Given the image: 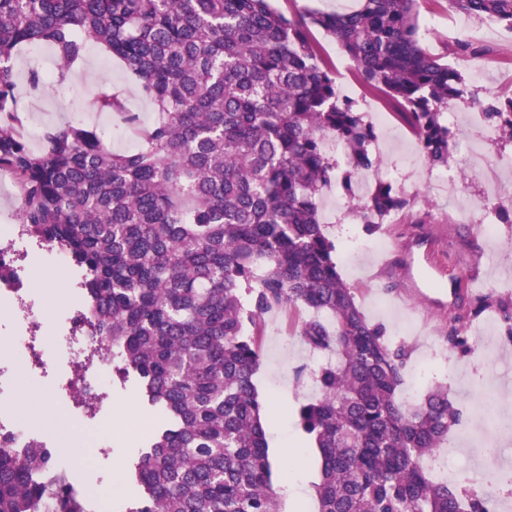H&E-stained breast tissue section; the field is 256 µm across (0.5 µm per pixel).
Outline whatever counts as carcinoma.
Instances as JSON below:
<instances>
[{
  "label": "carcinoma",
  "instance_id": "1",
  "mask_svg": "<svg viewBox=\"0 0 512 512\" xmlns=\"http://www.w3.org/2000/svg\"><path fill=\"white\" fill-rule=\"evenodd\" d=\"M417 6L361 0L287 16L271 0H0V170L21 189V234L67 254L85 300L74 328L94 339L70 398L95 417L111 392L87 398L80 381L110 359L112 386L135 381L161 418L138 451L128 512H280L253 378L264 315L286 307L309 311L299 336L324 355L308 371L317 395L294 411L321 458L317 512H490L485 493L428 470L461 410L443 385L402 399L409 352L366 319L319 214L325 191L350 196L356 174L377 166V132L339 89L313 27L398 109L425 160L448 165V106L472 94L447 57L488 48L464 37L425 52ZM448 10L512 31V0H448ZM91 43L124 64L158 118L126 154L78 123L31 149L18 134L16 52L49 46L62 80ZM92 108L141 127L107 84ZM484 114L511 143L512 93ZM407 206L382 180L354 203L367 225ZM489 308L512 338V303L488 292L448 323V350H469L465 321ZM55 456L40 440L0 447V512H89Z\"/></svg>",
  "mask_w": 512,
  "mask_h": 512
}]
</instances>
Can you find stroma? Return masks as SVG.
<instances>
[{
  "label": "stroma",
  "instance_id": "1",
  "mask_svg": "<svg viewBox=\"0 0 512 512\" xmlns=\"http://www.w3.org/2000/svg\"><path fill=\"white\" fill-rule=\"evenodd\" d=\"M418 12L420 25L427 30L421 42L434 53L442 52L446 43L472 29L466 18L449 14L446 0H419ZM311 37L343 92L385 111L389 132L378 137L372 153L380 159V170L393 175L395 188L410 200L409 207L397 213L395 223L370 231L350 212L346 199L327 192L319 206L337 246L345 247L351 236H374L385 240L386 252L400 257L423 250L427 238L433 237L440 245V262L449 266L454 278L456 303L465 302L474 291L512 300V224L500 225L498 236L489 238L472 219V207L483 198L487 182L498 181L503 192L512 193V166L492 167L480 179L464 178L460 175L462 158L454 156L450 169L459 176L458 189L450 197L438 192L426 179L427 162L415 138L394 114L388 113L383 96L365 87L342 49L322 30L312 29ZM487 46L488 55L456 63L486 103L512 89V32L498 29ZM80 65L78 80L53 86L44 95L23 98L28 127L41 132L78 119L101 128L112 151L134 150L138 145L137 131L118 115L94 112L92 98L101 84H110L147 125L156 117L154 107L127 80L122 65L108 58L100 47H89ZM379 260V254L364 253L352 262H339L338 267L343 279L355 289L369 322L382 325L392 344L406 345L410 362L432 355L426 387L447 385L462 410L463 422L449 432L444 446L452 465L451 471L444 474L445 480L487 489L493 512H512V490L507 492L502 484L489 486L484 482V475L490 470L512 476V435H495L491 427L494 414L502 415L512 408V342L507 340L502 322L496 313H487L468 327L469 352H449L448 315L429 304L430 299L440 297V290L430 287L425 298L402 300L398 270L380 271ZM307 316V310L301 307L273 310L265 315L258 338L261 366L255 384L268 408L267 440L274 484H281L289 476L290 458H301L306 465L307 479L298 500H281V512H316L315 487L321 480L319 453L306 447L293 418L299 400L315 395L313 386L297 381L301 368L313 362L298 333ZM37 390L44 393L46 404L56 409L52 439L65 434L79 437L84 443L78 459L79 471L85 476L84 489L92 497L101 498L105 485L113 484L114 508L124 512L132 489L128 480L130 467L139 446L153 430L146 409H139L128 418L126 425L132 437L115 452L107 447L109 434L117 426L109 409H102L81 425L69 414V401L58 393L55 382L45 381Z\"/></svg>",
  "mask_w": 512,
  "mask_h": 512
}]
</instances>
